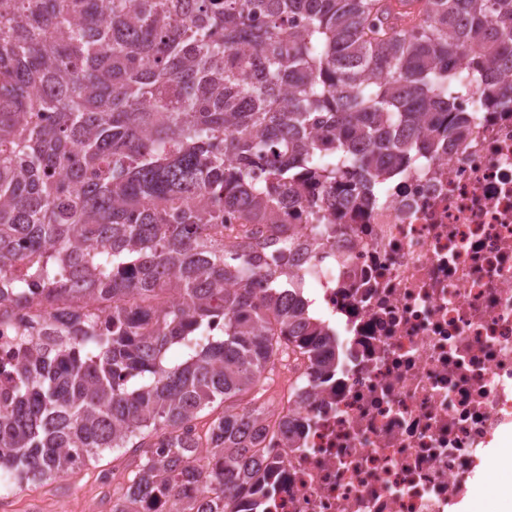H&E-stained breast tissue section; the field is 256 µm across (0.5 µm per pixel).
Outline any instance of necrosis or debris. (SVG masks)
I'll use <instances>...</instances> for the list:
<instances>
[{
    "mask_svg": "<svg viewBox=\"0 0 512 512\" xmlns=\"http://www.w3.org/2000/svg\"><path fill=\"white\" fill-rule=\"evenodd\" d=\"M335 236L309 214L224 234L266 252L277 233L300 255L288 280L336 337V381L292 359L295 384L267 410L274 465L267 512H452L512 436V112L481 114L465 137L388 183L370 208L337 207ZM86 298L25 305L0 321V356L21 360L40 316ZM305 423L301 441L285 420Z\"/></svg>",
    "mask_w": 512,
    "mask_h": 512,
    "instance_id": "obj_1",
    "label": "necrosis or debris"
}]
</instances>
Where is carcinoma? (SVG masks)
<instances>
[{"mask_svg":"<svg viewBox=\"0 0 512 512\" xmlns=\"http://www.w3.org/2000/svg\"><path fill=\"white\" fill-rule=\"evenodd\" d=\"M506 77L512 0H0V318L112 300L0 362V491L138 438L112 512H264L265 409L242 396L289 346L330 381L333 343L281 278L292 245L264 270L225 215L375 203L471 115L512 110Z\"/></svg>","mask_w":512,"mask_h":512,"instance_id":"carcinoma-1","label":"carcinoma"}]
</instances>
